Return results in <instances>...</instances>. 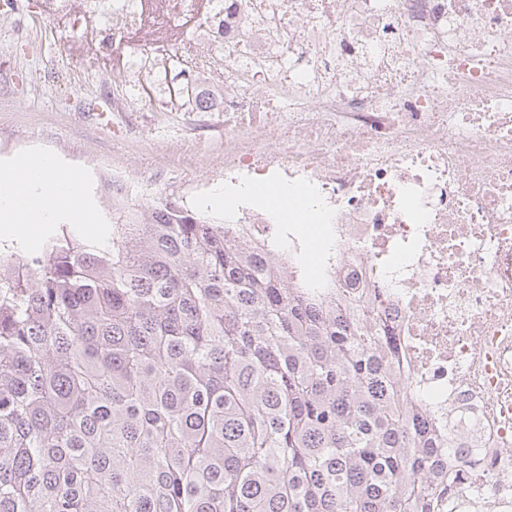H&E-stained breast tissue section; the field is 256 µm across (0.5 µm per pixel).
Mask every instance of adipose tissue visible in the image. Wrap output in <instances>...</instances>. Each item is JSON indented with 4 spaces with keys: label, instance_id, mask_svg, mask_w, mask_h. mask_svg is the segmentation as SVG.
Listing matches in <instances>:
<instances>
[{
    "label": "adipose tissue",
    "instance_id": "ef3b65f1",
    "mask_svg": "<svg viewBox=\"0 0 512 512\" xmlns=\"http://www.w3.org/2000/svg\"><path fill=\"white\" fill-rule=\"evenodd\" d=\"M83 194L81 179L61 171L47 153L21 168L0 167V235H25L35 225L79 210Z\"/></svg>",
    "mask_w": 512,
    "mask_h": 512
}]
</instances>
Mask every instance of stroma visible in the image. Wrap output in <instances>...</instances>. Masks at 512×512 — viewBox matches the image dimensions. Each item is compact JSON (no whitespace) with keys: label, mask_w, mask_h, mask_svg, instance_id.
<instances>
[{"label":"stroma","mask_w":512,"mask_h":512,"mask_svg":"<svg viewBox=\"0 0 512 512\" xmlns=\"http://www.w3.org/2000/svg\"><path fill=\"white\" fill-rule=\"evenodd\" d=\"M217 23L208 0L188 11L167 0H0V162L50 152L84 173L88 204L101 217L85 225L91 235L120 216L116 172L140 186L125 211L143 217L172 199L229 219V211L204 207L224 182V68L195 36ZM170 39L180 57L151 76L129 73L131 57ZM192 84L213 111H148L150 99L170 101Z\"/></svg>","instance_id":"stroma-1"}]
</instances>
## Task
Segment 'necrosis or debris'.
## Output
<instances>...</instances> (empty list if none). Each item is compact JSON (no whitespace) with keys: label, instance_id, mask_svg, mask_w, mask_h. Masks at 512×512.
Listing matches in <instances>:
<instances>
[{"label":"necrosis or debris","instance_id":"necrosis-or-debris-1","mask_svg":"<svg viewBox=\"0 0 512 512\" xmlns=\"http://www.w3.org/2000/svg\"><path fill=\"white\" fill-rule=\"evenodd\" d=\"M224 190L324 244L472 459L439 512H512V0H225ZM304 67H297V60Z\"/></svg>","mask_w":512,"mask_h":512}]
</instances>
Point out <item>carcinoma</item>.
<instances>
[{
	"label": "carcinoma",
	"mask_w": 512,
	"mask_h": 512,
	"mask_svg": "<svg viewBox=\"0 0 512 512\" xmlns=\"http://www.w3.org/2000/svg\"><path fill=\"white\" fill-rule=\"evenodd\" d=\"M270 238L167 201L0 253V512H436L396 337Z\"/></svg>",
	"instance_id": "cac0c4a2"
}]
</instances>
